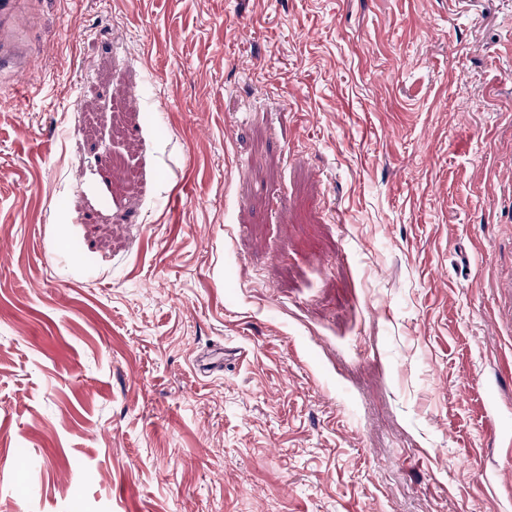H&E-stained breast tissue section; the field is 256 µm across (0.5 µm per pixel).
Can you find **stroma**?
Here are the masks:
<instances>
[{
  "label": "stroma",
  "mask_w": 512,
  "mask_h": 512,
  "mask_svg": "<svg viewBox=\"0 0 512 512\" xmlns=\"http://www.w3.org/2000/svg\"><path fill=\"white\" fill-rule=\"evenodd\" d=\"M27 2L0 512H512V0Z\"/></svg>",
  "instance_id": "obj_1"
}]
</instances>
